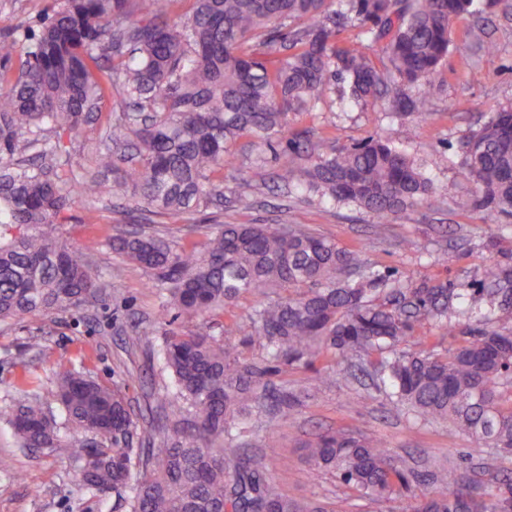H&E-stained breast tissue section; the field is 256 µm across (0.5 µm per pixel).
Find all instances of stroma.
I'll return each instance as SVG.
<instances>
[{
    "instance_id": "stroma-1",
    "label": "stroma",
    "mask_w": 512,
    "mask_h": 512,
    "mask_svg": "<svg viewBox=\"0 0 512 512\" xmlns=\"http://www.w3.org/2000/svg\"><path fill=\"white\" fill-rule=\"evenodd\" d=\"M58 3L0 0V48L22 40ZM474 6L482 18L465 17L456 24L427 119L386 106L360 108L348 101L340 81L312 110L290 118L289 136L308 141L316 153L378 134L394 137L399 149L421 166L434 193L389 223H377L355 205L330 202L299 187L276 189L271 181L278 164L274 153L259 152L249 138L238 142L237 165L224 173V196L251 193L257 203L250 211L227 205L202 214L148 217L84 202L72 208L73 219L64 230L77 244L98 241L93 263L103 287L89 306L71 313L37 312L21 322L0 321V456L12 459L11 471L0 472V512H126L116 494L83 490L79 465L63 450L17 445L8 418L31 393V381L76 370L117 389L142 416L146 442L157 437L158 424L172 430L190 426L186 417L157 409L155 401L174 389L160 358L165 334L186 326L166 310L165 291L149 287L144 271L113 252L109 240L116 226L136 222L147 233L189 247L202 244L222 224H296L341 247L358 249L366 266L390 273L393 281L416 287L444 283L449 319L463 330L476 327V320L459 315L458 303L464 298L474 310L489 309L484 270L492 263L512 269V224L489 222L483 212L470 208L474 185L460 164L459 146L492 112L512 103V0H474ZM476 22L498 44L496 56L475 48ZM258 154L264 163L256 168L250 159ZM340 426L381 438L402 468L423 475L453 467L489 493L512 476V456L491 448L470 457L462 432L393 407L357 367L330 370L328 385L288 419L271 424L255 417L247 446L266 476L290 496L321 499L331 512H409L411 496L379 504L304 463L299 442Z\"/></svg>"
}]
</instances>
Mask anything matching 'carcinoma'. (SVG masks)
I'll use <instances>...</instances> for the list:
<instances>
[{
    "mask_svg": "<svg viewBox=\"0 0 512 512\" xmlns=\"http://www.w3.org/2000/svg\"><path fill=\"white\" fill-rule=\"evenodd\" d=\"M177 2L152 0L143 14L141 0H66L0 58V321L79 310L96 298V242L76 247L63 238L75 202L107 197L137 211L201 212L224 197V168L244 137L279 147L281 186L303 182L381 224L432 193L393 138L313 156L288 137V116L313 108L336 79L357 105L388 102L428 116L452 21L471 13L473 0H190L185 15L173 13ZM349 27L385 42L383 57L341 41ZM113 91L95 169L67 177L62 139L88 137ZM459 151L475 185L472 207L492 222L512 221V106L492 113ZM103 170L112 183L99 179ZM111 243L167 290L175 318L195 324L165 341L176 392L160 401L192 414V429L138 448L139 418L125 398L75 371L38 384L10 423L24 448L65 449L83 486L116 493L128 512H329L289 496L236 449L252 416L286 419L300 404L274 377L322 358L338 365L377 353L375 372L392 404L451 422L473 456L512 453V399L504 400L512 347L498 343L503 332L473 328L444 353L414 335L417 322L448 317L443 286L396 288L379 270L353 280L357 252L293 224H226L191 249L123 228ZM485 279L499 308L511 309L512 270L490 264ZM246 296L256 298L248 327L233 319L216 336L198 325ZM406 342L416 350L401 349ZM252 344L261 355L244 357L240 347ZM49 398L75 431L100 441L64 439L45 411ZM301 448L311 467L374 501L412 492L413 476L376 437L328 429ZM429 481L441 489L415 496L413 512H512V479L494 494L446 467Z\"/></svg>",
    "mask_w": 512,
    "mask_h": 512,
    "instance_id": "1",
    "label": "carcinoma"
}]
</instances>
